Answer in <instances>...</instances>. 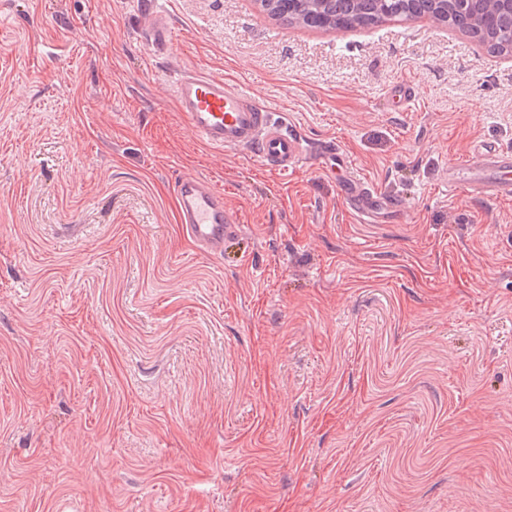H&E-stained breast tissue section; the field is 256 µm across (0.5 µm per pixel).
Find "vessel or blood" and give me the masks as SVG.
<instances>
[{"label":"vessel or blood","instance_id":"b4317fda","mask_svg":"<svg viewBox=\"0 0 512 512\" xmlns=\"http://www.w3.org/2000/svg\"><path fill=\"white\" fill-rule=\"evenodd\" d=\"M174 89L180 115L207 145L249 150L262 167L278 175L294 171L307 160L304 141L298 134L248 92L223 78L183 70L174 75ZM316 155L343 171L342 196L362 215L400 212L399 199L365 183L352 159L334 142H323ZM466 185L512 197V151L491 147L474 151L469 163L453 169L448 177L449 191ZM173 193L182 229L199 250L220 254L225 241L241 231V224L224 205L223 194L208 182L182 177L176 180Z\"/></svg>","mask_w":512,"mask_h":512}]
</instances>
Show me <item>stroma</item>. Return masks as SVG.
I'll list each match as a JSON object with an SVG mask.
<instances>
[{
  "instance_id": "1",
  "label": "stroma",
  "mask_w": 512,
  "mask_h": 512,
  "mask_svg": "<svg viewBox=\"0 0 512 512\" xmlns=\"http://www.w3.org/2000/svg\"><path fill=\"white\" fill-rule=\"evenodd\" d=\"M156 2L158 54L139 0H0V512H512V198L446 184L512 150V56ZM182 69L335 140L401 215L206 145ZM182 176L241 224L223 254L184 236ZM154 14V22L150 26V42L149 47L153 52H159L164 49L170 42L171 31L169 24L163 16Z\"/></svg>"
}]
</instances>
